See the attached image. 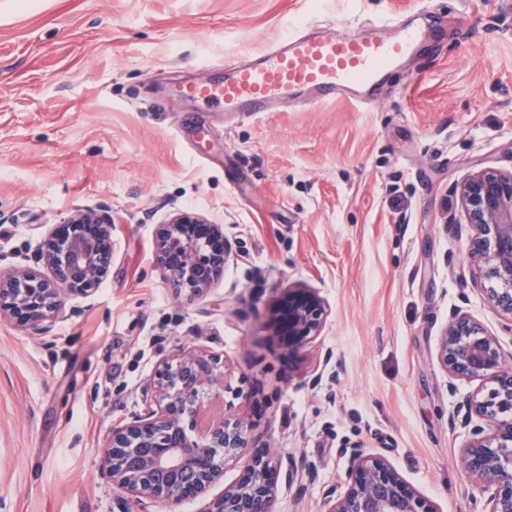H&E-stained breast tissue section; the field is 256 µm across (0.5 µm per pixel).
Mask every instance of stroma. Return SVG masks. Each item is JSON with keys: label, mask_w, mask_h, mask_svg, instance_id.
I'll use <instances>...</instances> for the list:
<instances>
[{"label": "stroma", "mask_w": 512, "mask_h": 512, "mask_svg": "<svg viewBox=\"0 0 512 512\" xmlns=\"http://www.w3.org/2000/svg\"><path fill=\"white\" fill-rule=\"evenodd\" d=\"M413 6L0 0V268L23 265L72 210L113 221L112 263L92 295L69 299L75 316L42 336L0 322V512H156L113 490L104 440L181 342L224 366L230 392L204 405L245 417L253 452L315 462L313 479L276 476V512H323L349 440L434 512H481L459 467L467 434L449 425L478 383L450 381L435 346L458 307L512 360V321L474 285L447 222L456 185L512 171V0H484L368 112L283 103L228 117L177 92L275 43L289 19L341 33ZM179 210L231 247L195 300L152 266L156 227ZM294 285L328 317L292 351L276 324Z\"/></svg>", "instance_id": "1"}]
</instances>
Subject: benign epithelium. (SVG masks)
<instances>
[{
    "instance_id": "1",
    "label": "benign epithelium",
    "mask_w": 512,
    "mask_h": 512,
    "mask_svg": "<svg viewBox=\"0 0 512 512\" xmlns=\"http://www.w3.org/2000/svg\"><path fill=\"white\" fill-rule=\"evenodd\" d=\"M458 193L470 229V259L490 283L489 303L512 320V171L479 170ZM66 223L72 225L70 235L38 244L31 264L0 270V322L40 336L75 314L67 307L69 297L95 291L112 262V220L102 209H77ZM229 257L218 225L200 214L177 212L156 229L153 266L178 297L206 294ZM327 313L325 302L309 289H288V337L295 347L321 335ZM436 358L450 376L480 381L452 416L468 430L460 464L485 497L482 512H512V363L496 337L459 310L437 339ZM215 365L197 346H178L161 358L145 386L146 408L112 427L107 437L105 467L113 489L177 512L183 501L211 488L223 463L244 454L248 426L241 416L224 414L194 435L185 427V421H197L201 395L218 382ZM339 453L347 468L326 489L324 512H431L389 463L360 444L348 443ZM281 470L291 485L301 471L313 477L316 465L285 461L276 450L255 455L208 512H275L272 474Z\"/></svg>"
}]
</instances>
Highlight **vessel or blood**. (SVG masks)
I'll use <instances>...</instances> for the list:
<instances>
[{
  "instance_id": "vessel-or-blood-1",
  "label": "vessel or blood",
  "mask_w": 512,
  "mask_h": 512,
  "mask_svg": "<svg viewBox=\"0 0 512 512\" xmlns=\"http://www.w3.org/2000/svg\"><path fill=\"white\" fill-rule=\"evenodd\" d=\"M413 14L411 22L403 13L388 14L389 37L365 30L314 36L289 31L249 63H225L223 79L187 84L179 93L234 115L267 112L281 100L323 105L343 99L370 108L388 75L441 35V20L426 7Z\"/></svg>"
}]
</instances>
